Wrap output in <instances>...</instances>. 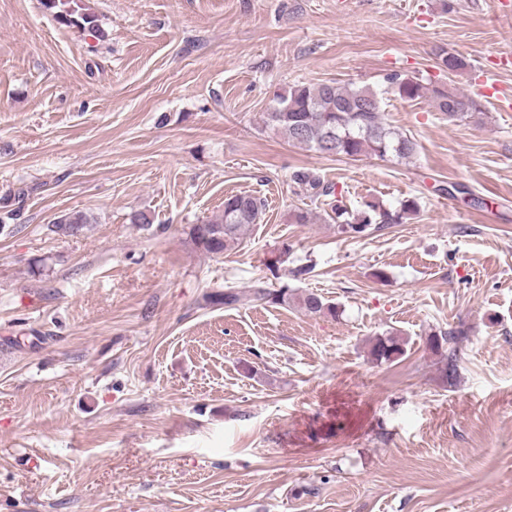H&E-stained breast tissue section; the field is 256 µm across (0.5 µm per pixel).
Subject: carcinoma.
<instances>
[{"label": "carcinoma", "mask_w": 512, "mask_h": 512, "mask_svg": "<svg viewBox=\"0 0 512 512\" xmlns=\"http://www.w3.org/2000/svg\"><path fill=\"white\" fill-rule=\"evenodd\" d=\"M44 8L65 26H76L99 34L96 16L79 5V0H42ZM392 92L405 100L433 98L434 108L450 118L478 110L474 102L448 89L431 86L417 76L392 73L385 77ZM382 94L369 86L341 85L335 81L316 84L297 82L276 92L262 112L267 129L281 134L289 143L326 154L357 158L360 156L410 159L417 149L411 137L398 132L382 119ZM292 182L317 197H326L330 219L337 232L346 237H362L388 224H402L419 210L416 199L408 198L394 210L374 201H365L351 210L339 199L332 186L322 184L308 170H297ZM265 201L252 194H235L224 198L221 214L205 224H194L190 236L196 247L208 255H220L239 247L250 228L260 223ZM87 217L80 212L65 214L51 225V231L65 236L82 233ZM216 305L234 307L244 300L259 305H288L292 302L309 315H334L335 307L316 293L295 295L288 286L271 289L266 282H256L246 293L228 289L208 296ZM404 354L397 336L375 339L370 355L376 362H393Z\"/></svg>", "instance_id": "obj_1"}]
</instances>
